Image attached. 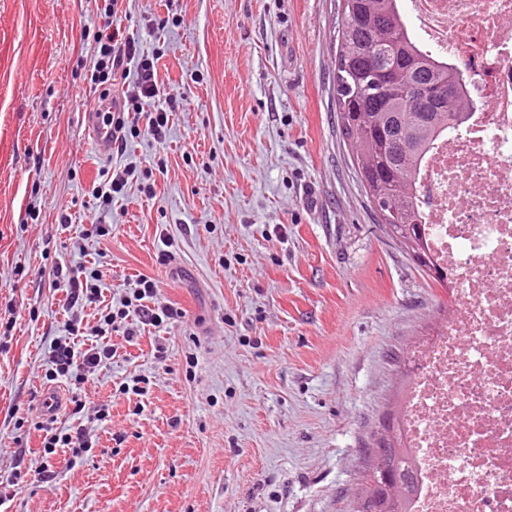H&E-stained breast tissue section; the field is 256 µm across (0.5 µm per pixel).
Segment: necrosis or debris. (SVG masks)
Listing matches in <instances>:
<instances>
[{
    "instance_id": "1",
    "label": "necrosis or debris",
    "mask_w": 512,
    "mask_h": 512,
    "mask_svg": "<svg viewBox=\"0 0 512 512\" xmlns=\"http://www.w3.org/2000/svg\"><path fill=\"white\" fill-rule=\"evenodd\" d=\"M411 39L469 61L479 101L427 149L415 202L454 300L411 352L401 403L409 512H512V0H404Z\"/></svg>"
}]
</instances>
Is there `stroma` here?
Masks as SVG:
<instances>
[{"label":"stroma","instance_id":"stroma-1","mask_svg":"<svg viewBox=\"0 0 512 512\" xmlns=\"http://www.w3.org/2000/svg\"><path fill=\"white\" fill-rule=\"evenodd\" d=\"M341 2L124 0L114 24L158 56L173 115L164 141L143 131L103 157L83 114L121 88L90 81L95 0H0V481L27 473L0 512H344L447 291L357 175L336 100ZM128 167L111 234L85 237L95 186ZM60 262L96 265L113 306L151 277L183 316L114 331L91 382L49 380L69 318L49 286ZM135 377L144 394H119ZM50 386L67 405L48 420ZM83 395L109 409L93 448L46 454L43 425L84 421L68 405Z\"/></svg>","mask_w":512,"mask_h":512}]
</instances>
